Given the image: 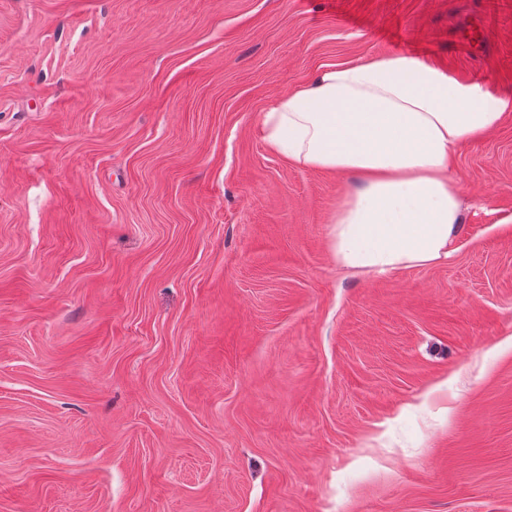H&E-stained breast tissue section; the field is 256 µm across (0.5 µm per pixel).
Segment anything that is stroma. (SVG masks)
Segmentation results:
<instances>
[{
  "instance_id": "stroma-1",
  "label": "stroma",
  "mask_w": 512,
  "mask_h": 512,
  "mask_svg": "<svg viewBox=\"0 0 512 512\" xmlns=\"http://www.w3.org/2000/svg\"><path fill=\"white\" fill-rule=\"evenodd\" d=\"M396 52L511 94L512 0H0V512H512V116L383 277L260 132Z\"/></svg>"
}]
</instances>
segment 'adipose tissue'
<instances>
[{
  "mask_svg": "<svg viewBox=\"0 0 512 512\" xmlns=\"http://www.w3.org/2000/svg\"><path fill=\"white\" fill-rule=\"evenodd\" d=\"M512 115V94L404 53L329 66L277 97L260 131L294 165L352 176L329 222L342 268L447 263L462 222L459 150Z\"/></svg>",
  "mask_w": 512,
  "mask_h": 512,
  "instance_id": "adipose-tissue-1",
  "label": "adipose tissue"
}]
</instances>
